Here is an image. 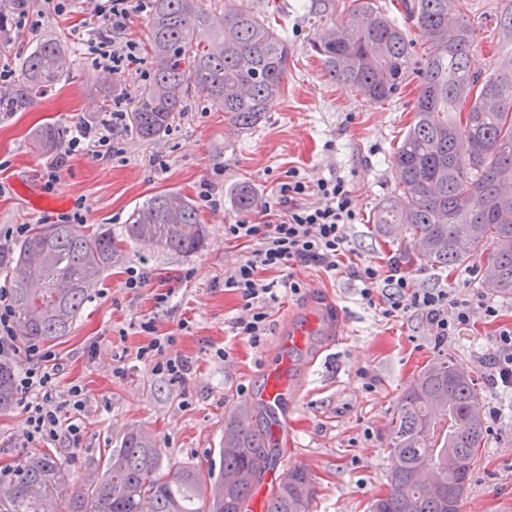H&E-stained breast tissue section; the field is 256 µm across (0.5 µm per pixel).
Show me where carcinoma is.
<instances>
[{"mask_svg":"<svg viewBox=\"0 0 512 512\" xmlns=\"http://www.w3.org/2000/svg\"><path fill=\"white\" fill-rule=\"evenodd\" d=\"M346 0L339 22L314 37L311 50L336 84L378 101L396 94L412 67L413 43L373 5ZM497 28L509 47L483 75L470 68L477 32L467 0H404L408 20L427 45L413 123L393 164L401 198L380 205L383 236L404 229V256L439 268L462 265L492 248L496 279L486 286L512 295V0H503ZM154 70L134 112L147 139L165 131L191 90L203 93L233 125L246 129L280 94L288 72V41L260 15L235 11L230 0L215 11L205 0H154L149 15ZM198 33L207 35L193 44ZM64 41L48 36L24 59L18 81L30 89L58 84L69 72ZM60 129L46 122L32 134L36 149L53 153ZM467 141L465 156L456 149ZM125 240L102 224L37 225L20 243L0 244V271L13 273L12 301L25 335L52 341L70 332L102 273L118 262L124 242L191 254L206 243V226L187 196L159 190L135 207ZM14 369L0 362V410L13 401ZM479 392L470 373L432 363L400 396L390 425L393 469L388 490L370 512H459L472 466L484 443ZM267 430L241 408L224 425L218 476L191 467L163 472L162 451L142 429H129L108 450L102 477L77 488L48 453L30 456L9 482L0 483V512H246L262 464L271 456ZM468 460L448 470V452ZM315 489L303 468L274 488L264 512H311Z\"/></svg>","mask_w":512,"mask_h":512,"instance_id":"obj_1","label":"carcinoma"}]
</instances>
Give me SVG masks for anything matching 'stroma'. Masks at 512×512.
I'll return each instance as SVG.
<instances>
[{"mask_svg": "<svg viewBox=\"0 0 512 512\" xmlns=\"http://www.w3.org/2000/svg\"><path fill=\"white\" fill-rule=\"evenodd\" d=\"M42 11L37 30L8 28L0 35L9 45L0 52V66L18 70L22 60L44 37L64 40L71 56L70 74L56 87L27 93L8 90L15 99L11 114L0 118V228L44 223L48 209L32 207L30 193L44 194L43 170L52 156L36 150L30 133L51 121L63 132L95 124L104 97H127L135 110L152 72L147 14H133L127 34L140 46L132 71L106 77L84 56L82 46L94 25V0H73L71 13L47 11L43 0H30ZM236 8L268 17L287 38L290 49L285 91L272 99L261 119L248 129L232 128L223 112L199 92L189 95L185 109L151 140L136 128L125 137L124 156L84 152L69 158L52 197L63 209L82 202L87 229L105 224L122 236L131 210L162 189L197 197L201 181L217 183L220 208L199 203L207 227V243L191 255L128 245L121 259L91 290L69 336L46 343L66 371L65 381L83 385L90 396L84 419V442L46 445L67 469L73 484L101 474L108 449L117 447L130 426L156 441L165 464L203 471L218 467L217 450L229 413L251 404L265 384L264 359L278 353V338L308 315L323 313L327 321L342 317L347 337L333 354L309 365L305 353L292 356L298 398L289 402L288 463L311 473L316 487L312 512H369L372 500L385 493L392 462L389 422L403 391L439 359L471 372L478 384L483 411H499L485 419L479 451L460 512H512V391L492 387L482 362L496 349L499 332L512 328V296L483 286L485 254L470 257L459 268L443 271L425 262L402 261L404 272L424 286H440L458 298L483 296L499 311L496 320L475 317L459 335L435 345L421 316L385 319L364 304L359 285L346 271L327 276L320 268L296 265L290 272L300 293L279 292L269 303L270 331L263 345L252 347L235 337L231 321L243 302L224 289V273L244 255L239 243L225 240L224 227L241 217L234 190L247 185L256 201H264L299 171L311 180L344 177L351 185L358 222L351 246L362 257L381 263L400 259L404 242L381 236L373 214L400 188L393 153L413 122L416 76H409L399 98L386 103L338 86L325 75L310 50L320 24L311 0H234ZM501 0H469L467 13L477 30L471 68L495 69L503 47L496 28ZM136 266L152 273L146 288L131 292L125 270ZM173 288L167 304L156 305V290ZM154 319L159 333H174V347L191 364L185 381L154 375L137 352L148 337L143 319ZM226 349L228 359L218 358ZM122 375H115V368ZM26 413L20 403L0 412V469L30 456L24 448Z\"/></svg>", "mask_w": 512, "mask_h": 512, "instance_id": "obj_1", "label": "stroma"}]
</instances>
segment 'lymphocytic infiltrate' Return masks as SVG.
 <instances>
[{"label":"lymphocytic infiltrate","instance_id":"lymphocytic-infiltrate-1","mask_svg":"<svg viewBox=\"0 0 512 512\" xmlns=\"http://www.w3.org/2000/svg\"><path fill=\"white\" fill-rule=\"evenodd\" d=\"M96 26L84 40L85 55L95 68L113 74L129 71L138 59L140 47L124 35L131 13H145L152 0H96ZM123 98L112 102L107 118L97 128L78 126L69 138L65 157L96 148L102 155H121L120 133L126 128ZM262 219L240 217L225 225L228 239L242 242L248 250L243 258L224 273V286L240 294L243 313L234 318L236 336L260 346L269 330L267 301L276 299L273 284L261 279V272L285 271L294 265H313L336 274L351 251L350 228L357 221L354 194L343 177L309 181L290 172L276 192L264 201ZM350 266L351 278L360 285L359 294L367 305L379 309L383 317L398 319L410 314L425 318L435 344H443L469 326L475 315L494 318L497 308L484 299L456 297L452 291L419 286L397 265L381 266L363 259ZM139 326L151 339L139 350L152 365L154 374L170 381L185 380L189 364L174 353L176 336H161L153 319ZM28 362L14 379L15 389L27 414L25 445L38 448L58 439L80 446L84 438V414L89 395L84 386L60 388L63 370L51 352L37 343L25 348Z\"/></svg>","mask_w":512,"mask_h":512}]
</instances>
